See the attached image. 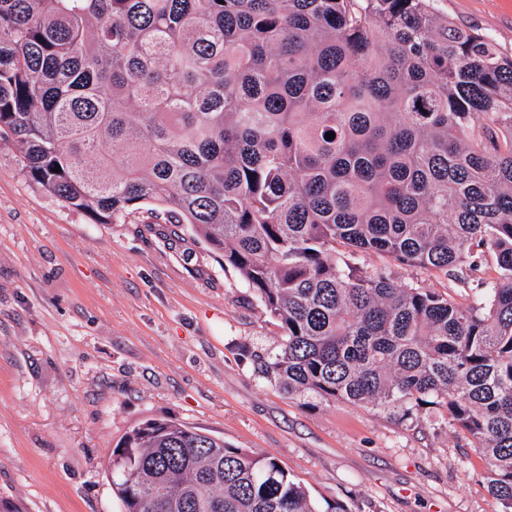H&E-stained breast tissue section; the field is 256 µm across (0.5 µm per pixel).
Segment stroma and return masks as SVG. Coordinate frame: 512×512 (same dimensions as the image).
I'll use <instances>...</instances> for the list:
<instances>
[{"mask_svg": "<svg viewBox=\"0 0 512 512\" xmlns=\"http://www.w3.org/2000/svg\"><path fill=\"white\" fill-rule=\"evenodd\" d=\"M512 56V0H435ZM367 269L470 288L379 254ZM283 331L189 231L141 212L94 224L32 182L0 140V512H125L112 451L174 419L274 457L319 507L502 512L488 464L444 414L288 395L260 366Z\"/></svg>", "mask_w": 512, "mask_h": 512, "instance_id": "1", "label": "stroma"}]
</instances>
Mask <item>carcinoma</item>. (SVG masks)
Instances as JSON below:
<instances>
[{
  "mask_svg": "<svg viewBox=\"0 0 512 512\" xmlns=\"http://www.w3.org/2000/svg\"><path fill=\"white\" fill-rule=\"evenodd\" d=\"M433 2L0 0V139L94 224L153 205L202 238L280 323L288 394L443 410L512 512V58ZM112 485L126 512H321L173 420L125 435ZM357 262L368 270L385 267L391 271V276L398 281H418L421 286L431 288L441 294H449L460 302L465 301L468 296L475 293L474 289L467 288V286L464 288L462 284L449 277L447 279L439 273L410 268L385 255L365 254L359 256Z\"/></svg>",
  "mask_w": 512,
  "mask_h": 512,
  "instance_id": "cac0c4a2",
  "label": "carcinoma"
}]
</instances>
